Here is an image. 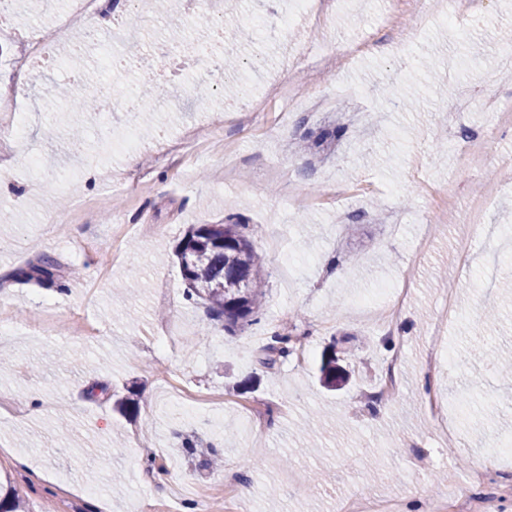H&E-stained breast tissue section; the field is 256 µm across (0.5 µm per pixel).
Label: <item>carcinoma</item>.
Wrapping results in <instances>:
<instances>
[{
  "label": "carcinoma",
  "mask_w": 512,
  "mask_h": 512,
  "mask_svg": "<svg viewBox=\"0 0 512 512\" xmlns=\"http://www.w3.org/2000/svg\"><path fill=\"white\" fill-rule=\"evenodd\" d=\"M97 81L87 80L80 96L66 93L75 113L97 108ZM185 296L208 304L211 315L224 321V330L234 332L258 321L264 310L261 283L266 275L263 257L247 233V225L227 218L222 224H191L174 250ZM59 263L53 256L42 253L37 262L14 272L17 281L36 280L53 283ZM265 364L273 365L280 358L294 353L291 336L276 331L263 347ZM346 379L344 369L337 364L334 347L322 353L320 381L335 388ZM0 512H23L22 501L11 485L0 481Z\"/></svg>",
  "instance_id": "1"
}]
</instances>
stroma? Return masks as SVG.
Here are the masks:
<instances>
[{
  "instance_id": "obj_1",
  "label": "stroma",
  "mask_w": 512,
  "mask_h": 512,
  "mask_svg": "<svg viewBox=\"0 0 512 512\" xmlns=\"http://www.w3.org/2000/svg\"><path fill=\"white\" fill-rule=\"evenodd\" d=\"M223 3L235 22L221 31L200 28L197 10L180 9L178 21L199 55L217 41L236 47L255 114L186 63L176 94L149 55L112 69L120 32L85 33L77 14L65 44L97 73L106 113L76 116L54 96L70 82L67 65L34 64L23 85L0 70V99L17 103L0 112V130L29 113L28 152L43 161L33 167L0 140V310L13 318L0 329V477L26 512H187L192 491L222 512H340L361 492L427 512L463 488L470 512H512V465L481 472L512 442V376L485 369L489 348L512 351V296L485 279L496 266L512 280V248L477 237L462 269L447 225H425L444 210L432 188L461 204L495 183L484 221L512 228V127H497L474 93L470 125L489 137L483 165L466 171L450 145L455 118L438 109L450 81L474 70L512 100V68L496 64L512 41V0H470L453 29L414 14L413 0H395L390 20L384 0H335L330 17L286 31L251 23L279 0ZM56 21L15 0L0 19V59ZM362 38L367 52L343 60L345 42ZM299 47L336 64L289 68ZM199 84L208 103L195 97ZM325 128L339 130L335 143L291 156L292 143ZM115 136L132 141L131 154L105 151ZM229 215L247 225L268 271L261 320L233 334L186 301L169 259L188 225ZM42 252L60 264L56 284L14 280ZM453 280L444 339L458 361L437 375L425 366L429 329ZM406 281L391 332L356 312ZM490 309L497 321L482 323ZM291 325L308 337L303 354L265 367L272 331ZM331 344L349 373L336 391L318 380ZM397 349L402 361L389 367ZM390 370L396 390L372 402ZM129 389L138 413L125 419L112 398ZM430 389L447 400L445 425L419 409ZM258 406L264 421L253 429ZM187 440L196 457L183 452ZM213 451L222 468L200 467Z\"/></svg>"
}]
</instances>
